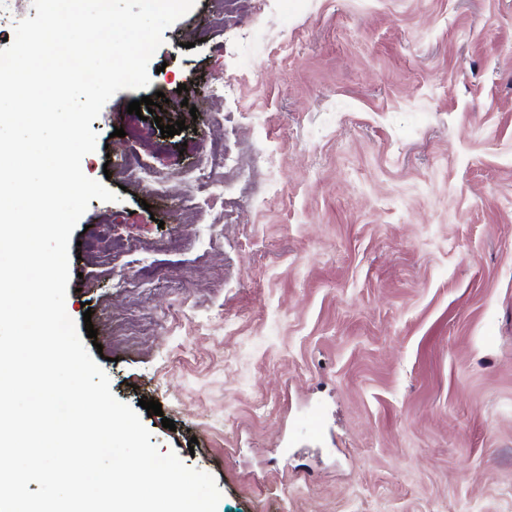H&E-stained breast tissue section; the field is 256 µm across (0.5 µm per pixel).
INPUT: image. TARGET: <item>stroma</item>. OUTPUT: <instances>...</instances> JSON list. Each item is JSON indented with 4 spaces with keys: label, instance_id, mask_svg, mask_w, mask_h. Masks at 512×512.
<instances>
[{
    "label": "stroma",
    "instance_id": "obj_1",
    "mask_svg": "<svg viewBox=\"0 0 512 512\" xmlns=\"http://www.w3.org/2000/svg\"><path fill=\"white\" fill-rule=\"evenodd\" d=\"M211 10L81 161L118 198L71 234L66 310L113 395L217 512H512V0ZM158 91L179 135L126 111ZM216 149L257 157L249 197Z\"/></svg>",
    "mask_w": 512,
    "mask_h": 512
}]
</instances>
